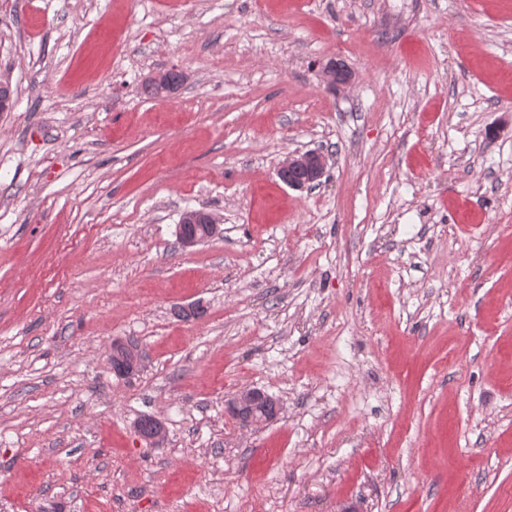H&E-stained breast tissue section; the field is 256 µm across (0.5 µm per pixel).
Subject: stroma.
Wrapping results in <instances>:
<instances>
[{
	"label": "stroma",
	"mask_w": 512,
	"mask_h": 512,
	"mask_svg": "<svg viewBox=\"0 0 512 512\" xmlns=\"http://www.w3.org/2000/svg\"><path fill=\"white\" fill-rule=\"evenodd\" d=\"M0 72V512H512V0H0ZM329 157L322 152L310 151L305 153H297L289 156L283 161L279 176L288 184V170L297 169L304 173L303 178L297 182H289V186L302 189L321 179L326 172ZM221 218L203 210H186L178 224V241L183 248H190L199 245L206 240L214 237L219 232ZM189 224H206L207 231L210 233L205 239H199L196 234H189L185 228ZM122 350H125L129 356L130 365L124 357L122 350L113 347L112 349V368L118 375H128L133 372L140 365V354L136 346L133 345H121ZM277 401L278 398L265 393L264 395H259L257 397L244 400L242 403H240L239 409L246 415L269 419L276 414L275 407ZM252 417H248L242 422V425L245 428H251L256 424L261 423Z\"/></svg>",
	"instance_id": "1"
}]
</instances>
